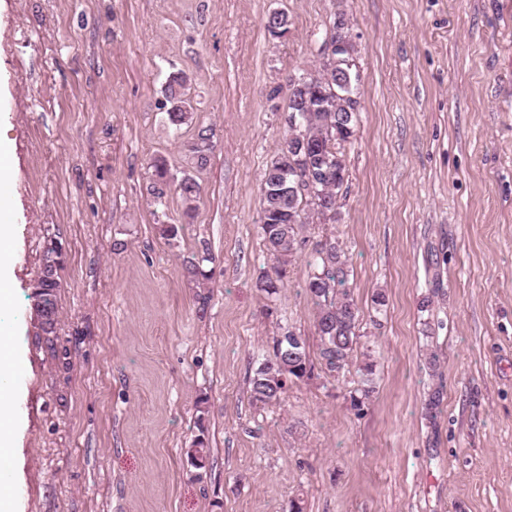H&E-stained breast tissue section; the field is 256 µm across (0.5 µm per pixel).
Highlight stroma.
I'll return each mask as SVG.
<instances>
[{
    "label": "stroma",
    "mask_w": 512,
    "mask_h": 512,
    "mask_svg": "<svg viewBox=\"0 0 512 512\" xmlns=\"http://www.w3.org/2000/svg\"><path fill=\"white\" fill-rule=\"evenodd\" d=\"M345 8L359 123L340 221L309 226L270 297L260 184L285 133L270 95L314 67L332 0H0L13 147L0 374L15 377L0 512H512V0ZM274 11L289 19L279 39L264 27ZM179 69L195 112L177 130L163 89ZM202 127L216 147L188 221L176 193L154 206L152 163L181 176ZM47 227L66 250L51 341L30 288ZM326 234L349 258L375 391L358 413L355 374L315 375L257 408L248 381L279 328L317 350L304 286ZM205 246L204 302L182 259ZM200 438L201 468L188 455Z\"/></svg>",
    "instance_id": "stroma-1"
}]
</instances>
